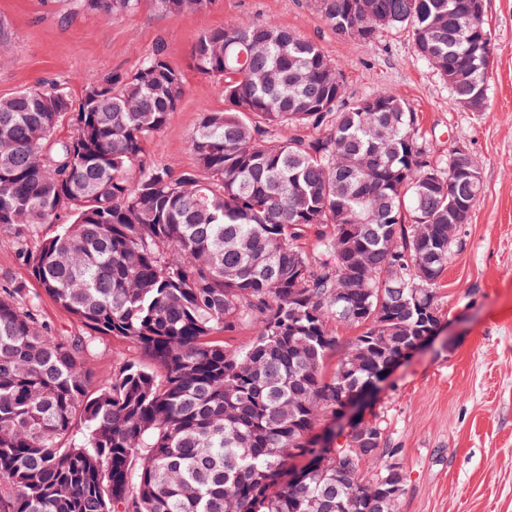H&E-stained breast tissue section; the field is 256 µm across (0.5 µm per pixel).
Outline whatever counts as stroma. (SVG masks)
I'll list each match as a JSON object with an SVG mask.
<instances>
[{
    "label": "stroma",
    "mask_w": 512,
    "mask_h": 512,
    "mask_svg": "<svg viewBox=\"0 0 512 512\" xmlns=\"http://www.w3.org/2000/svg\"><path fill=\"white\" fill-rule=\"evenodd\" d=\"M493 63L488 109L452 106V91L414 53L407 29L383 31L373 47L338 37L313 0H214L173 16L143 0L129 15L104 17L78 0H0V98L60 84L72 100L89 74L130 73L155 50L183 78L185 94L166 128L146 145L151 164L194 168L187 142L205 111H223L224 88L192 60L199 36L229 23L266 20L316 41L337 64L346 99L388 89L418 114L434 159L469 148L483 191L462 225L436 300L444 330L402 361L364 402L410 475L397 512H512V0H484ZM19 285L38 300L55 336L79 326L49 297L0 230V286Z\"/></svg>",
    "instance_id": "stroma-1"
}]
</instances>
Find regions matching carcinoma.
Masks as SVG:
<instances>
[{
  "instance_id": "carcinoma-1",
  "label": "carcinoma",
  "mask_w": 512,
  "mask_h": 512,
  "mask_svg": "<svg viewBox=\"0 0 512 512\" xmlns=\"http://www.w3.org/2000/svg\"><path fill=\"white\" fill-rule=\"evenodd\" d=\"M79 2L109 17L142 0ZM314 2L368 47L410 27L452 103L486 95L473 53L492 56L491 33L468 0ZM192 57L227 106L202 114L197 167L177 174L145 154L185 94L160 50L88 77L76 104L55 86L0 98V229L83 330L54 337L26 289H0V512H376L405 491L383 432L338 476L320 454L347 444L316 427L432 328L448 224L481 182L431 157L400 96L345 100L337 66L291 30L226 24ZM338 326L357 334L329 371ZM247 330L244 348L224 340ZM105 339L139 357L94 381Z\"/></svg>"
}]
</instances>
